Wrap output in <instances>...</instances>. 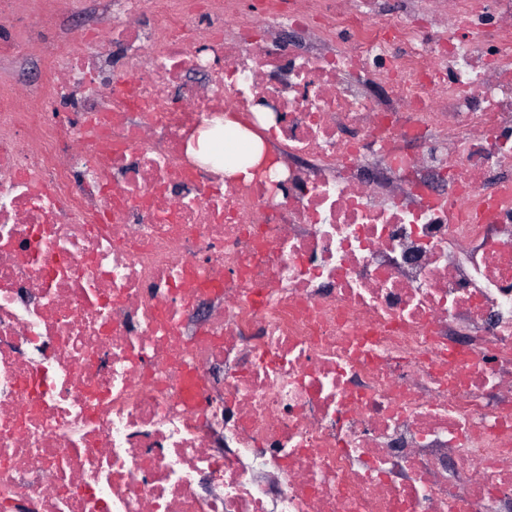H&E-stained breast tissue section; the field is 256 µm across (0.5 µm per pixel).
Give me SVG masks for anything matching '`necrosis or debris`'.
Wrapping results in <instances>:
<instances>
[{"label":"necrosis or debris","mask_w":512,"mask_h":512,"mask_svg":"<svg viewBox=\"0 0 512 512\" xmlns=\"http://www.w3.org/2000/svg\"><path fill=\"white\" fill-rule=\"evenodd\" d=\"M115 3L0 89V512H512V0ZM221 127L222 130L237 135L250 148V167H253L261 162L265 152L268 151L265 142L261 137L246 129H242L239 124L229 118H224V124ZM215 133V129L210 128L198 130L188 142L187 153L206 160L213 148Z\"/></svg>","instance_id":"obj_1"}]
</instances>
